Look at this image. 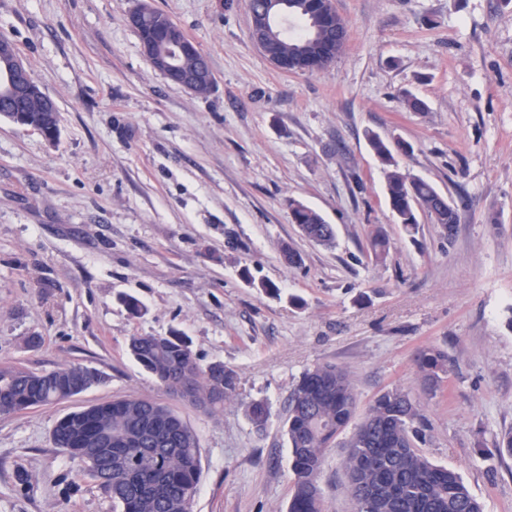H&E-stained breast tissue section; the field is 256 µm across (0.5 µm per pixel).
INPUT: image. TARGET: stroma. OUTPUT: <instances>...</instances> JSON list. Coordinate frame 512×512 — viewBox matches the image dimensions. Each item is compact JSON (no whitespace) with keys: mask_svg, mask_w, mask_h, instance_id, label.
<instances>
[{"mask_svg":"<svg viewBox=\"0 0 512 512\" xmlns=\"http://www.w3.org/2000/svg\"><path fill=\"white\" fill-rule=\"evenodd\" d=\"M138 3L0 0V34L61 114L53 144L0 117V366L103 377L0 414V512H116L52 431L126 397L172 407L196 434L191 512H287L288 395L325 363L361 404L407 391L428 423L420 451L484 512H512V458L495 451L512 432V0H332L348 42L329 68L296 74L252 41L247 0H150L208 59L205 97L144 57L126 22ZM370 131L411 145L399 169L457 207L454 238L424 213L415 234L397 223ZM290 198L333 225L334 247L300 234ZM377 227L390 239L381 263L367 253ZM285 243L301 265L284 263ZM173 332L201 364L235 371L223 411L167 394L128 353L133 336ZM426 348L447 357L433 394L416 365ZM256 400L262 432L246 415ZM344 455L325 456L326 512H357Z\"/></svg>","mask_w":512,"mask_h":512,"instance_id":"stroma-1","label":"stroma"}]
</instances>
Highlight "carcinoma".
I'll return each mask as SVG.
<instances>
[{
    "mask_svg": "<svg viewBox=\"0 0 512 512\" xmlns=\"http://www.w3.org/2000/svg\"><path fill=\"white\" fill-rule=\"evenodd\" d=\"M165 14L156 11L133 19L144 38ZM25 122L45 127L60 123V114L26 112ZM386 172L391 209L408 234L418 228L423 210L453 238L459 220L455 207L439 200L435 187L421 178L408 177L395 167L392 150L377 136L369 137ZM293 223L308 240L324 246L335 242L333 225L322 215L294 199L288 200ZM389 239L376 230L368 256L385 259ZM131 356L153 374L163 388L181 399L215 413L237 390V375L222 363L202 365L180 335L134 336ZM420 368L434 386L444 369L445 355L427 349L420 353ZM89 372L81 365L35 373L0 367V414L37 408L70 398V380ZM357 394L347 372L333 364L306 370L288 398L286 435L293 473L288 512H324L318 477L325 450L332 447L356 417ZM251 423L266 428L269 410L262 401L247 407ZM423 418L417 403L399 389L378 394L366 407L346 441L349 451L343 467L357 512H483L482 503L455 471L432 464L418 449ZM112 432V452L92 459L90 476L112 498L121 512H190L200 478L201 448L182 416L153 400L123 398L93 405L61 418L54 430L57 446L73 461L86 459L97 447L95 432Z\"/></svg>",
    "mask_w": 512,
    "mask_h": 512,
    "instance_id": "carcinoma-1",
    "label": "carcinoma"
}]
</instances>
